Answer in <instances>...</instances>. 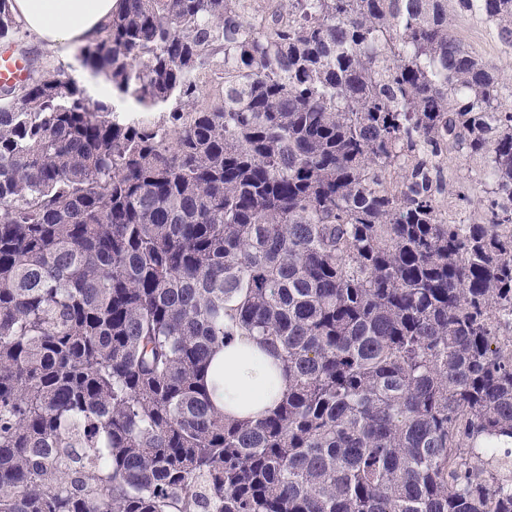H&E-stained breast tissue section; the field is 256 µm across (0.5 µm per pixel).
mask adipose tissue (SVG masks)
<instances>
[{
    "label": "adipose tissue",
    "mask_w": 512,
    "mask_h": 512,
    "mask_svg": "<svg viewBox=\"0 0 512 512\" xmlns=\"http://www.w3.org/2000/svg\"><path fill=\"white\" fill-rule=\"evenodd\" d=\"M119 0H11V10L29 35L44 48L60 54L92 41L111 19ZM261 355L255 342L245 336L225 341L212 365L223 383L214 390L215 404L225 415L248 419L274 408L287 389L271 365H257Z\"/></svg>",
    "instance_id": "obj_1"
}]
</instances>
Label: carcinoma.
I'll return each instance as SVG.
<instances>
[{"instance_id": "1", "label": "carcinoma", "mask_w": 512, "mask_h": 512, "mask_svg": "<svg viewBox=\"0 0 512 512\" xmlns=\"http://www.w3.org/2000/svg\"><path fill=\"white\" fill-rule=\"evenodd\" d=\"M120 2L112 99L0 87V512H512V105L453 31L512 0ZM256 358L265 362L263 367L256 364ZM273 361L246 336L224 342V349L215 354L211 366V371L217 368L224 379L212 394L224 415L248 419L274 408L286 391L287 382L281 376L270 380Z\"/></svg>"}]
</instances>
